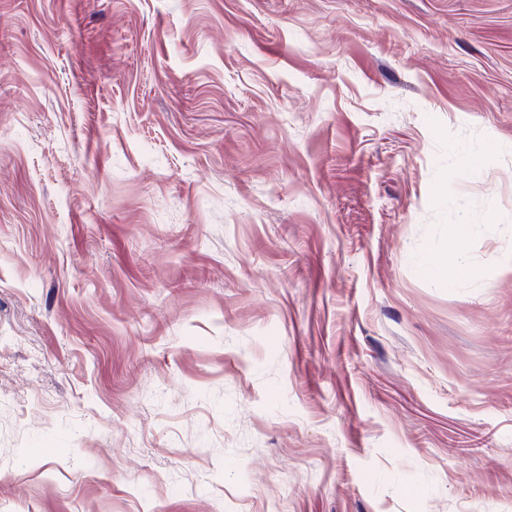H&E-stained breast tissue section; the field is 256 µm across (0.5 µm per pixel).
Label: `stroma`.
Listing matches in <instances>:
<instances>
[{
  "instance_id": "obj_1",
  "label": "stroma",
  "mask_w": 512,
  "mask_h": 512,
  "mask_svg": "<svg viewBox=\"0 0 512 512\" xmlns=\"http://www.w3.org/2000/svg\"><path fill=\"white\" fill-rule=\"evenodd\" d=\"M505 253L512 0H0V512H512Z\"/></svg>"
}]
</instances>
